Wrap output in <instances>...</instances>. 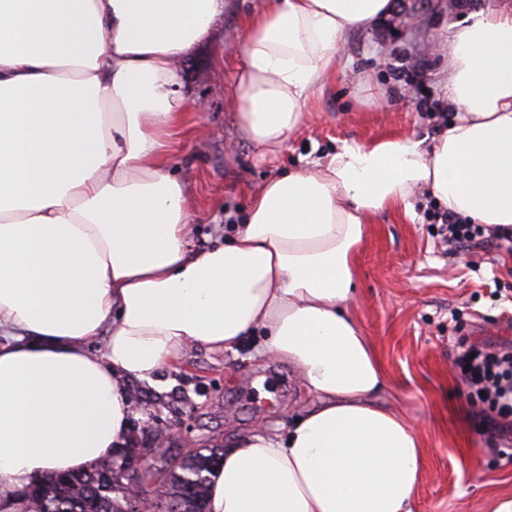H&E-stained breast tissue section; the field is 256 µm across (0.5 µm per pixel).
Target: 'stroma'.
<instances>
[{
  "label": "stroma",
  "instance_id": "obj_1",
  "mask_svg": "<svg viewBox=\"0 0 512 512\" xmlns=\"http://www.w3.org/2000/svg\"><path fill=\"white\" fill-rule=\"evenodd\" d=\"M442 0H392L386 18L346 35L334 76L315 90L306 119L275 159H261L226 107L241 60L244 22L261 0H225L224 15L178 63L187 126L170 169L195 199L192 251L223 242L247 206L244 189L306 167L345 141L409 136L432 145L440 129L402 96L400 74L443 98L445 62L436 47L448 25L512 0H477L448 10ZM429 199L415 196V218L385 210L369 224L358 254L351 314L370 336L397 407L422 427L427 448L417 512H495L512 504V460L481 408L467 397L456 360L463 345L512 343V253L486 243L467 251L442 245ZM132 429L146 464L158 468L190 448L223 446L256 426L287 422L310 396L287 362L246 345L216 353L199 346L156 380L128 382ZM466 422H459V408ZM175 427L163 445L145 431Z\"/></svg>",
  "mask_w": 512,
  "mask_h": 512
}]
</instances>
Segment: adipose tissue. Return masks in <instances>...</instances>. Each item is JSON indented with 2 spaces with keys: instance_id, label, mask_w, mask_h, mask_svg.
<instances>
[{
  "instance_id": "1",
  "label": "adipose tissue",
  "mask_w": 512,
  "mask_h": 512,
  "mask_svg": "<svg viewBox=\"0 0 512 512\" xmlns=\"http://www.w3.org/2000/svg\"><path fill=\"white\" fill-rule=\"evenodd\" d=\"M391 0H263L229 106L261 157L303 123L346 33ZM224 0H0V502L126 448L129 379L187 350L285 359L295 421L224 447L208 512H414L419 428L349 309L373 216L412 198L512 225V9L448 27V104L431 146L343 142L251 193L224 244L188 249L194 204L169 169L186 123L178 61ZM100 341L90 349V341Z\"/></svg>"
}]
</instances>
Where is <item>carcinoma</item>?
Here are the masks:
<instances>
[{
  "instance_id": "cac0c4a2",
  "label": "carcinoma",
  "mask_w": 512,
  "mask_h": 512,
  "mask_svg": "<svg viewBox=\"0 0 512 512\" xmlns=\"http://www.w3.org/2000/svg\"><path fill=\"white\" fill-rule=\"evenodd\" d=\"M223 456L222 448H191L169 467L164 473L165 512L174 506L205 507L211 478ZM115 467L116 461L110 460L88 471L50 476L19 493L17 512H121L124 485L107 476Z\"/></svg>"
}]
</instances>
